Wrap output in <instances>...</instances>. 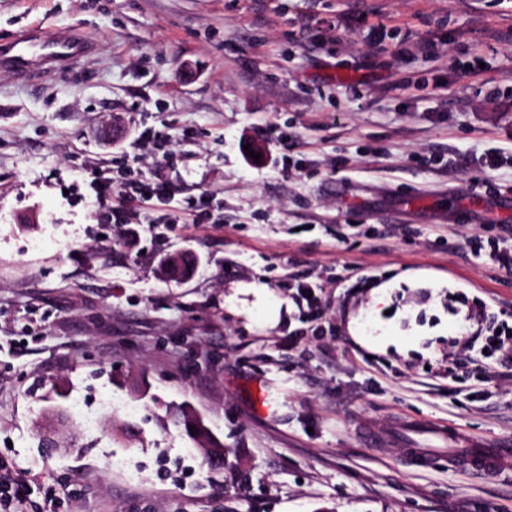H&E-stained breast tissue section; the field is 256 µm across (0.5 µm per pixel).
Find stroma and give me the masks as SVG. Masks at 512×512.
Masks as SVG:
<instances>
[{
	"label": "stroma",
	"mask_w": 512,
	"mask_h": 512,
	"mask_svg": "<svg viewBox=\"0 0 512 512\" xmlns=\"http://www.w3.org/2000/svg\"><path fill=\"white\" fill-rule=\"evenodd\" d=\"M302 14L349 32L289 40ZM377 21L435 54L370 56ZM34 24L93 51L33 61L32 82L0 68V463L34 479L30 512L50 496L53 512H512V473L444 451L418 468L393 434L432 423L512 446V378L453 312L465 299L512 325V274L464 248L512 225V0H0V44ZM111 125L169 137L121 143ZM291 131L300 175L270 161ZM487 150L504 168L479 169ZM128 153L119 179L162 173L183 204L214 191L223 223L106 224L66 194ZM452 198L491 216L458 220ZM177 252L192 272L161 277ZM306 277L323 285L317 324L293 299ZM76 400L95 427L72 416V449L54 447L40 414ZM182 405L247 481L200 468L163 420ZM315 38L321 43L339 40V33L343 27L341 17H321L315 21Z\"/></svg>",
	"instance_id": "1"
}]
</instances>
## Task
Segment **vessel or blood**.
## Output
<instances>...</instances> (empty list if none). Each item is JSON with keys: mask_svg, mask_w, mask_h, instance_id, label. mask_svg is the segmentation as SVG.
I'll list each match as a JSON object with an SVG mask.
<instances>
[{"mask_svg": "<svg viewBox=\"0 0 512 512\" xmlns=\"http://www.w3.org/2000/svg\"><path fill=\"white\" fill-rule=\"evenodd\" d=\"M88 52L87 40L74 35L44 37L26 33L0 45V68L12 70L26 78L32 74L30 64L33 58L53 65L77 60ZM422 433L442 442L448 448L449 457L487 479L502 476L505 463L512 459V454L500 450L494 443L474 440L462 434L451 436L437 425L424 426Z\"/></svg>", "mask_w": 512, "mask_h": 512, "instance_id": "b4317fda", "label": "vessel or blood"}]
</instances>
